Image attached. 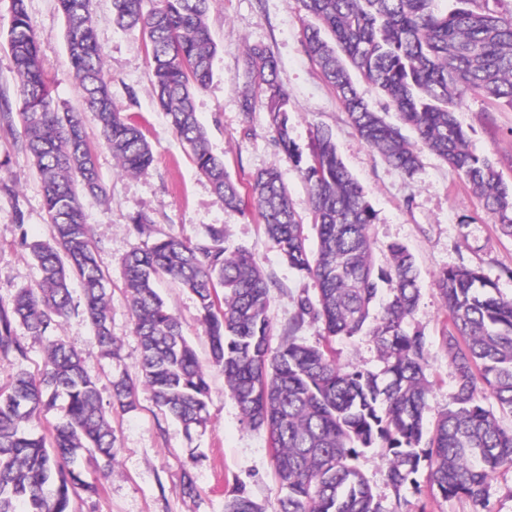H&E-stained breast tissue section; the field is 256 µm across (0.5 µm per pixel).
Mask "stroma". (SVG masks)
<instances>
[{"instance_id":"35a3bbf8","label":"stroma","mask_w":512,"mask_h":512,"mask_svg":"<svg viewBox=\"0 0 512 512\" xmlns=\"http://www.w3.org/2000/svg\"><path fill=\"white\" fill-rule=\"evenodd\" d=\"M26 7L38 30L41 59L55 98L59 104L77 106L78 83L68 64L64 22L56 0H26ZM93 13L113 102L124 115L143 123L154 153L147 171L123 172L103 144L92 115H85L107 196L102 201L88 197L83 204L99 247V262L111 279L112 334L123 367L136 375L139 343L124 292L122 262L132 250L146 248L170 231L195 241L207 225H223L230 244L247 250L270 277L271 316L276 327H283L296 310L298 295L314 293L315 282L281 262L255 214L230 212L198 174L187 149L156 106L140 31L113 24L111 0H93ZM208 25L217 53L212 80L197 94L195 107L213 153L223 158L232 177L244 184L254 173L278 166L308 236H315L309 187L281 153L265 111L259 108L246 117L240 110L244 53L247 46L261 45L278 62V77L290 98L296 144L308 149L317 128L331 129L343 162L367 190L376 213L370 227L376 264H385L386 248L392 243L406 245L415 256L421 271V298L412 323L430 344L426 417L435 419L447 409L453 387L448 356L439 344L450 319L436 278L446 269L475 266L497 281L504 297H512V237L501 234L494 216L437 155L422 151L421 165L410 176L361 141L335 90L324 82L306 51L304 15L294 0H213ZM457 117L469 134L473 152L489 157L504 179L512 182V106L470 92ZM139 214L149 219L140 234L132 228V219ZM49 231L39 177L26 154L0 133V301H9L18 289L37 284L40 272L25 243L47 239ZM158 288L180 318L200 362L208 363L195 295L166 279ZM55 334L82 356L97 377L102 402H111L114 366L95 345L85 318L73 315L61 320ZM332 349L345 366L376 370L381 365L376 345L366 337L336 340ZM209 382V422L205 432L191 440L155 407L147 390H139L135 410L113 412L115 465L106 468L89 453L79 458L83 479L94 483L97 491L74 495V512H224L226 501L239 491L266 512H274L281 490L271 467L268 436L243 422L220 372L210 370ZM358 466L386 512H414L417 494L407 492V504L397 503L386 484V465L378 449H365ZM188 469L199 489L194 498L179 492Z\"/></svg>"}]
</instances>
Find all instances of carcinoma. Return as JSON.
Instances as JSON below:
<instances>
[{
  "mask_svg": "<svg viewBox=\"0 0 512 512\" xmlns=\"http://www.w3.org/2000/svg\"><path fill=\"white\" fill-rule=\"evenodd\" d=\"M92 0H57L65 22L66 51L80 89L81 107L59 105L40 60L39 35L25 0H11L7 43L14 65L19 111L0 92V127L17 137L35 168L51 225L47 241L28 244L41 270L34 288L0 302V357L28 359L24 336L45 342L39 373L22 368L0 391V512H72L71 493L83 481L69 463L80 451L116 459L112 421L81 357L49 333L60 320L83 315L101 352L121 363L112 336L107 275L85 221L81 198L106 196L83 113L94 116L105 144L123 168L143 172L153 162L140 124L119 112L103 72ZM295 0L307 19L306 49L335 90L366 145L407 174L420 165V148L440 156L512 236V184L487 157L475 154L457 118L463 97L479 92L512 105V19L481 6L483 0ZM210 0H112V21L144 35L156 104L185 144L199 174L232 211L250 206L288 268L314 280L315 298L301 295L296 312L273 345L271 279L246 251L227 243L224 226L211 224L196 242L168 233L123 260L125 288L140 344L141 379L156 405L172 415L187 438L206 430L207 371L184 336L179 319L156 291L166 276L195 294L212 366L247 425L272 440L273 467L283 496L277 512H387L358 468L365 448L386 461L385 477L397 499L428 470L430 487L445 499L464 498L474 512H492L488 480L512 469V430L484 401L492 397L512 416V299L478 267L446 269L436 287L451 325L442 332L454 378L448 409L425 424L429 350L410 319L420 301V272L402 244L387 246L376 267L368 193L337 153L332 133L318 128L308 153L295 143L287 91L278 62L261 45L245 52L247 91L241 111L261 106L282 153L310 186L318 247L311 250L277 167L252 176L248 196L209 147L195 97L210 82L217 46L207 22ZM368 81L392 107L390 123L357 89ZM410 129L417 142L409 141ZM83 287L74 300L71 282ZM388 296L376 307L379 284ZM322 326L326 345L299 341L306 320ZM369 336L384 363L374 373L336 362L328 344ZM65 415L46 439L23 424L58 396ZM137 386L125 369L112 379V402L136 407ZM225 512H263L239 493Z\"/></svg>",
  "mask_w": 512,
  "mask_h": 512,
  "instance_id": "cac0c4a2",
  "label": "carcinoma"
}]
</instances>
